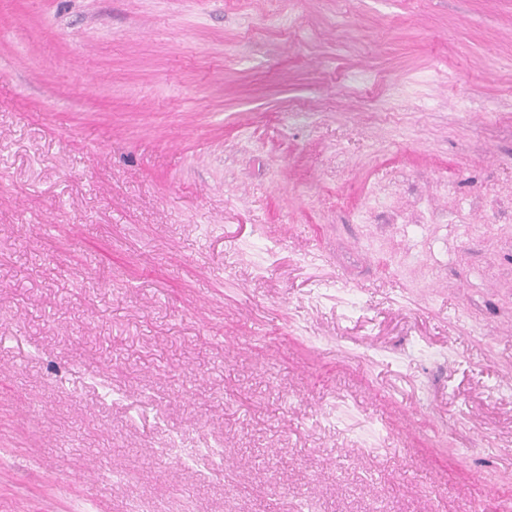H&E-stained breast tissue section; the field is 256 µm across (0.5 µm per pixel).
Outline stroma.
<instances>
[{"instance_id": "35a3bbf8", "label": "stroma", "mask_w": 512, "mask_h": 512, "mask_svg": "<svg viewBox=\"0 0 512 512\" xmlns=\"http://www.w3.org/2000/svg\"><path fill=\"white\" fill-rule=\"evenodd\" d=\"M0 512H512V0H0Z\"/></svg>"}]
</instances>
